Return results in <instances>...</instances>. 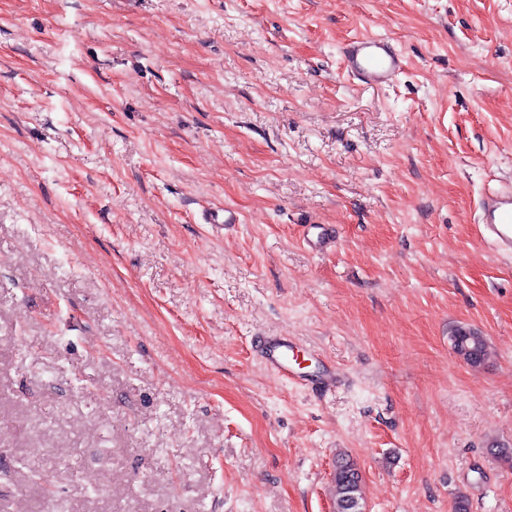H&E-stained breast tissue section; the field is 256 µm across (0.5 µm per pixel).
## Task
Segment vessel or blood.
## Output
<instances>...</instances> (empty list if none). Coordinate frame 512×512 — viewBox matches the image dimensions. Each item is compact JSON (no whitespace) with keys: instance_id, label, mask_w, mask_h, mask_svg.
Listing matches in <instances>:
<instances>
[{"instance_id":"obj_1","label":"vessel or blood","mask_w":512,"mask_h":512,"mask_svg":"<svg viewBox=\"0 0 512 512\" xmlns=\"http://www.w3.org/2000/svg\"><path fill=\"white\" fill-rule=\"evenodd\" d=\"M404 57L388 39L362 35L348 40L341 51L344 72L367 85L384 87L395 82L403 71ZM478 222L484 240L499 253L512 254V186L486 194ZM295 346L285 336L266 337L261 359L282 381L303 383L295 369Z\"/></svg>"}]
</instances>
